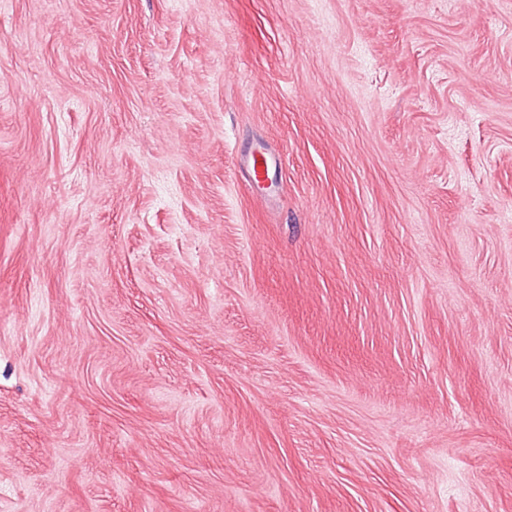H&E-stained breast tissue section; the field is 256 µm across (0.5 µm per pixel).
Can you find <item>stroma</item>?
Wrapping results in <instances>:
<instances>
[{
	"instance_id": "obj_1",
	"label": "stroma",
	"mask_w": 512,
	"mask_h": 512,
	"mask_svg": "<svg viewBox=\"0 0 512 512\" xmlns=\"http://www.w3.org/2000/svg\"><path fill=\"white\" fill-rule=\"evenodd\" d=\"M0 512H512V0H0Z\"/></svg>"
}]
</instances>
